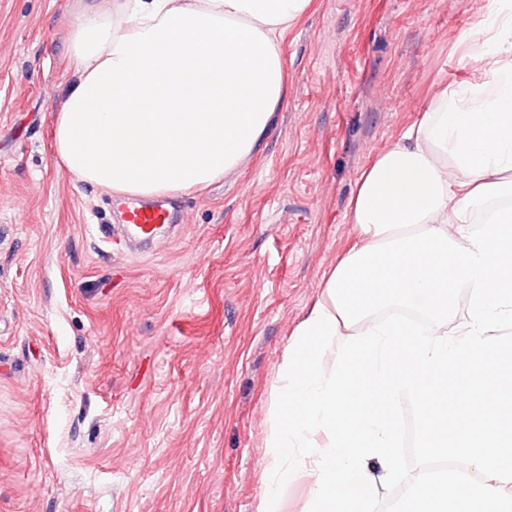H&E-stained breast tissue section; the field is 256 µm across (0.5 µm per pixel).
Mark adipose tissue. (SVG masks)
Segmentation results:
<instances>
[{"instance_id":"obj_1","label":"adipose tissue","mask_w":512,"mask_h":512,"mask_svg":"<svg viewBox=\"0 0 512 512\" xmlns=\"http://www.w3.org/2000/svg\"><path fill=\"white\" fill-rule=\"evenodd\" d=\"M483 22L478 79L441 90L361 173L358 241L291 333L257 512L309 478L304 512H376L402 475L401 400L420 464L408 512H512V0ZM312 0H99L68 39L55 153L75 180L152 197L250 158L286 95L283 32ZM466 295L464 316L451 312ZM451 459L461 470L430 471Z\"/></svg>"}]
</instances>
